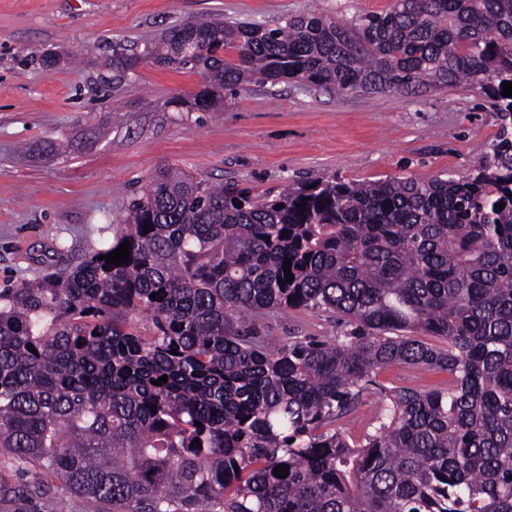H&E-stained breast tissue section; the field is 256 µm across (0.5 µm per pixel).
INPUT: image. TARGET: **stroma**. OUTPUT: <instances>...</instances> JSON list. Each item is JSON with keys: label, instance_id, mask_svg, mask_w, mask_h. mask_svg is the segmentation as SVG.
<instances>
[{"label": "stroma", "instance_id": "obj_1", "mask_svg": "<svg viewBox=\"0 0 512 512\" xmlns=\"http://www.w3.org/2000/svg\"><path fill=\"white\" fill-rule=\"evenodd\" d=\"M393 0H0V288L44 274L57 253L84 256L112 237L129 200L155 170L176 165L215 183L278 195L320 176L354 182L427 181L471 173L500 124L480 90L461 84L419 95L336 94L297 82L248 83L212 112H181L201 73L140 62L119 82L112 44L135 50L175 26L234 18L271 27L316 13L343 20ZM59 53L45 68L37 51ZM98 127L94 139L86 131ZM64 140L62 152L50 142ZM266 336H336L335 316H260ZM379 387L447 386L438 371H382ZM27 466L0 455V512H94L57 480L27 489Z\"/></svg>", "mask_w": 512, "mask_h": 512}]
</instances>
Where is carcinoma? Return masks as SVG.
<instances>
[{"mask_svg":"<svg viewBox=\"0 0 512 512\" xmlns=\"http://www.w3.org/2000/svg\"><path fill=\"white\" fill-rule=\"evenodd\" d=\"M141 56L206 74L189 112L250 82H466L500 133L471 176L319 177L272 199L159 168L104 247L0 289V454L102 512H512V0L187 22L139 56L113 43V78ZM127 240L128 263L99 259ZM288 309L351 330L277 344L255 317ZM395 364L448 386L386 393L351 437L340 421Z\"/></svg>","mask_w":512,"mask_h":512,"instance_id":"1","label":"carcinoma"}]
</instances>
